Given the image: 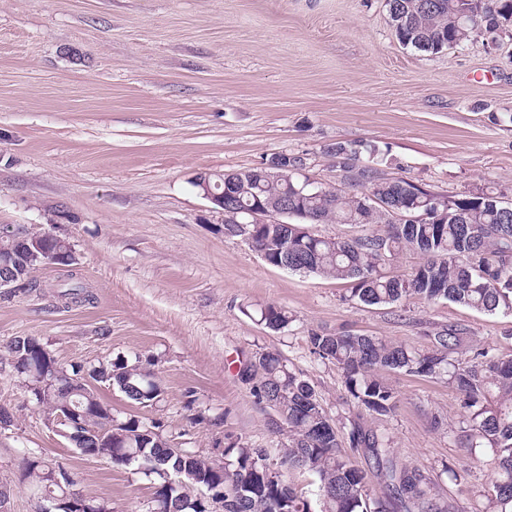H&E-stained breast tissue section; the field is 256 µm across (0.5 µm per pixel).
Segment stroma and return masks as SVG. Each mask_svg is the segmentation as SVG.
<instances>
[{"label": "stroma", "instance_id": "35a3bbf8", "mask_svg": "<svg viewBox=\"0 0 512 512\" xmlns=\"http://www.w3.org/2000/svg\"><path fill=\"white\" fill-rule=\"evenodd\" d=\"M336 142L377 146L388 175L438 193L489 187L512 200V44L403 47L385 0H0V224L66 237L78 258L71 272L38 269L36 291L0 298L10 512L39 508L21 479L31 451L62 463L112 512H147L153 493L137 466L81 456L47 426L5 352L17 337L38 338L65 368L153 360L165 389L156 405L105 383L98 395L114 414L161 421L172 447L212 459L228 435L272 450L287 441L237 376L239 359L261 350L288 358L336 426L355 412L341 369L311 354V331L424 349L457 324L464 351L512 358L511 315L419 297L398 307L346 300V282L272 267L225 234L193 184L283 152L332 186ZM72 273L91 302L61 298ZM253 304L284 307L292 321L270 330L246 315ZM387 379L398 402L369 425L451 512H481L493 464L457 448L455 393L441 379Z\"/></svg>", "mask_w": 512, "mask_h": 512}]
</instances>
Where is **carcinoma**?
<instances>
[{"instance_id":"obj_1","label":"carcinoma","mask_w":512,"mask_h":512,"mask_svg":"<svg viewBox=\"0 0 512 512\" xmlns=\"http://www.w3.org/2000/svg\"><path fill=\"white\" fill-rule=\"evenodd\" d=\"M389 21L398 42L418 51L438 53L473 44L483 34L501 43L512 40V0H386ZM336 170L356 171L361 180L346 189H302L300 173L264 178L254 167L232 174L240 205L269 206L288 201L295 222L252 227L251 247L273 267L349 283L347 301L396 306L420 296L450 301L470 309L512 314V212L501 193L482 190L448 197L406 177H390L380 166L384 157L376 146L362 151L349 144L329 145ZM418 217L415 224H396L388 208ZM312 224H380L384 230L353 238H332L311 230ZM422 256L413 271L389 275L385 266L400 252ZM258 322L279 331L288 326V311L274 305L253 310ZM465 329L446 325L433 336L430 348L419 350L378 336L349 332L308 336L311 353L342 369L355 406L386 415L396 404L395 389L381 376L385 371L440 378L456 393L463 413L458 421L459 447L471 452L487 448L494 460L492 493L486 512H512V358H500L490 348L473 352L465 363L458 354ZM35 337H18L6 352L17 374L29 378L28 368L49 369L56 360L38 353ZM152 362L121 356L104 362L115 373V388L144 406L163 399L164 387L150 368ZM238 376L252 385L255 396L277 408L288 429V443L277 458L267 448H252L225 436L224 465L187 452L171 456L170 440L157 432L156 422L129 414L119 420L101 398L94 400L63 379L56 392L38 403L46 416L70 403L83 411L81 432L92 456L108 449L112 463L136 464L153 477L150 512H210L207 501L185 503L174 486L191 477L199 484L224 491V512H448L430 479L403 463L389 437L368 427L361 414L347 417L352 448H363L391 495L371 500L367 477L344 451L333 420L314 388L276 351H262L253 361H239ZM63 465L42 455L25 458L23 477L36 494L49 492L44 474ZM314 476L311 495L298 490L291 475Z\"/></svg>"}]
</instances>
